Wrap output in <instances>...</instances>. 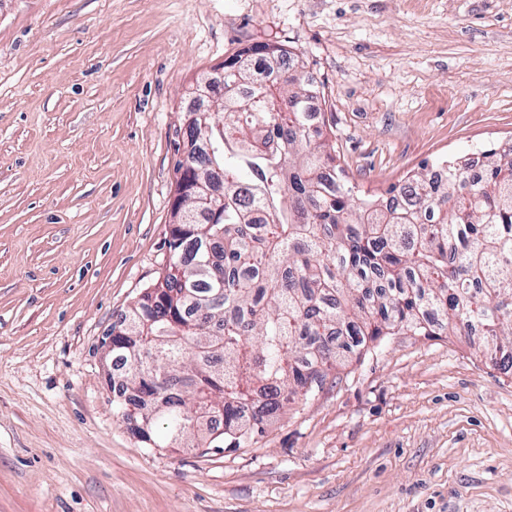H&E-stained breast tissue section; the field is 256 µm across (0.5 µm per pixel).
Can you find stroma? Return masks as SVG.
Masks as SVG:
<instances>
[{
	"label": "stroma",
	"mask_w": 512,
	"mask_h": 512,
	"mask_svg": "<svg viewBox=\"0 0 512 512\" xmlns=\"http://www.w3.org/2000/svg\"><path fill=\"white\" fill-rule=\"evenodd\" d=\"M299 54L358 196L512 143V0H0V512H512V374L398 333L242 448H146L101 345L169 264L199 74Z\"/></svg>",
	"instance_id": "1"
}]
</instances>
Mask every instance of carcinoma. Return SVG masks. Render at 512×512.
I'll return each instance as SVG.
<instances>
[{
    "mask_svg": "<svg viewBox=\"0 0 512 512\" xmlns=\"http://www.w3.org/2000/svg\"><path fill=\"white\" fill-rule=\"evenodd\" d=\"M263 66L272 84L254 78ZM299 56L256 44L224 63V103L189 127L192 170L221 198L171 231V260L112 356L135 396L117 414L147 448H243L267 417L384 336L466 335L512 371V145L425 163L354 195ZM435 169L447 171L443 191Z\"/></svg>",
    "mask_w": 512,
    "mask_h": 512,
    "instance_id": "cac0c4a2",
    "label": "carcinoma"
}]
</instances>
